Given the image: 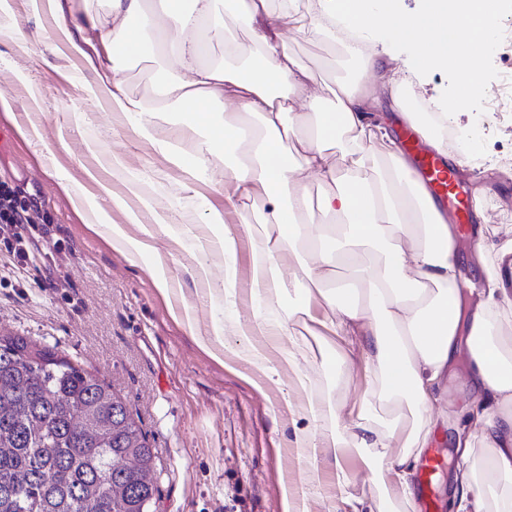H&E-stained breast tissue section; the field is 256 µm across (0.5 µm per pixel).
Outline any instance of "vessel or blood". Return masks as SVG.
<instances>
[{"instance_id":"vessel-or-blood-1","label":"vessel or blood","mask_w":512,"mask_h":512,"mask_svg":"<svg viewBox=\"0 0 512 512\" xmlns=\"http://www.w3.org/2000/svg\"><path fill=\"white\" fill-rule=\"evenodd\" d=\"M402 137L407 151L415 160L416 171L426 191L445 205L450 222L467 224L470 201L455 168L443 156L424 151L421 137L413 128H405Z\"/></svg>"}]
</instances>
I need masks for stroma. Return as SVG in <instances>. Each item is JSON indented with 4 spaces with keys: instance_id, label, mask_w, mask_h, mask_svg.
<instances>
[{
    "instance_id": "stroma-1",
    "label": "stroma",
    "mask_w": 512,
    "mask_h": 512,
    "mask_svg": "<svg viewBox=\"0 0 512 512\" xmlns=\"http://www.w3.org/2000/svg\"><path fill=\"white\" fill-rule=\"evenodd\" d=\"M0 17V124L14 133V149L0 156V181L19 198H36L61 245L53 261L18 266L0 244V334L26 336L56 347L75 365L101 378L124 396L142 422L157 457L159 493L155 512H281L283 486L300 485L303 450L296 432L307 426L309 398H352L364 378L339 381L333 366L299 360L288 364L287 337L267 336L279 373L241 352L247 341L235 329L254 314H283L296 291L267 300L252 290V245L239 217L225 212L226 230L238 237L235 255L201 253L200 240L213 234L206 222L223 210L224 188L200 179L187 182L160 145L187 135L182 116L163 112L154 140L141 139L133 122L109 110L94 92L96 71L53 37L51 14L33 15L28 0H10ZM288 49L317 86L355 78L359 63L345 58L341 42L312 40L293 31ZM452 69H436L426 81L407 77L400 94L413 111L428 113L432 96L449 87ZM471 155L459 166L467 191L482 189L491 239L512 242V112L486 111L481 98ZM79 185L85 212H76L61 183ZM112 224L138 235L140 225L163 224L157 246L173 282L164 299L146 254L129 260L88 226L93 205ZM138 224H131L128 212ZM205 262L206 282H193L184 269ZM189 311L192 328L176 322L170 307ZM224 332L214 335L215 322ZM206 339L222 351L215 360L197 344ZM308 377L295 386L296 375ZM439 424L426 453L443 459L433 480L434 512H459L448 495V476L458 453L448 443V424L464 433L473 425L461 413L465 393L456 383L441 390Z\"/></svg>"
}]
</instances>
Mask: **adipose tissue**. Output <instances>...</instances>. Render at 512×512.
Segmentation results:
<instances>
[{
  "mask_svg": "<svg viewBox=\"0 0 512 512\" xmlns=\"http://www.w3.org/2000/svg\"><path fill=\"white\" fill-rule=\"evenodd\" d=\"M105 15L87 0H31L33 12L57 19L55 39L70 53L106 57L96 89L111 108L154 137L161 112H186L203 143H163L190 176L224 184L256 244L251 282L256 294L280 297L302 287L303 302L277 321L257 315L245 336L288 330L295 347L335 365L344 379L360 368L372 377L352 399L309 401L310 424L298 431L306 477L325 462L348 484L340 463L359 454L366 497L347 492L350 512H417L412 476L437 424L436 391L460 356H468L464 411L479 438L457 440L466 465L457 494L472 512H512V245L490 241L486 225L471 229L483 278L458 286L460 229L448 223L414 176L412 162L385 122H373L381 101L400 105L405 75L421 78L454 66L452 96H439L442 121L457 124L479 83L482 57L497 17L495 0H421L408 13L401 0H224L253 45L246 52L212 23L217 0H105ZM310 38L349 31L345 51L361 58L348 83L314 91L312 77L289 53L286 30ZM205 39H198V32ZM224 44L223 60L204 62L206 41ZM156 48L162 78L156 96H128L123 74ZM297 162H289V152ZM345 167H338L337 159ZM337 225L313 228V211ZM377 247L378 262L362 259ZM351 287L335 288L338 269ZM346 418L343 434L320 430ZM485 448L475 457L474 446Z\"/></svg>",
  "mask_w": 512,
  "mask_h": 512,
  "instance_id": "obj_1",
  "label": "adipose tissue"
}]
</instances>
